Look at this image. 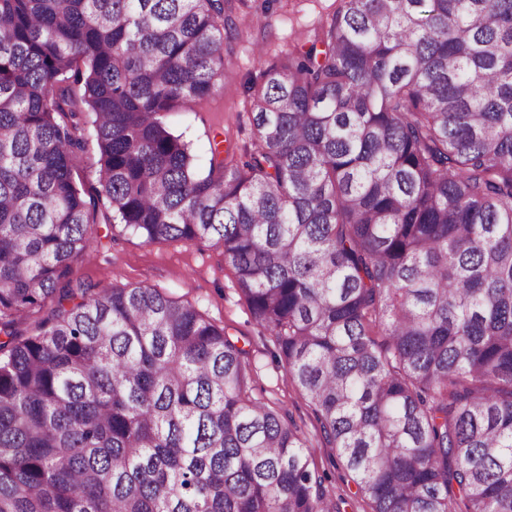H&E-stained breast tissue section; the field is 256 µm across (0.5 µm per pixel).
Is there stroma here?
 <instances>
[{
    "mask_svg": "<svg viewBox=\"0 0 512 512\" xmlns=\"http://www.w3.org/2000/svg\"><path fill=\"white\" fill-rule=\"evenodd\" d=\"M336 7V0H235L232 16L246 34L228 45L233 68L202 108L171 116L173 133L202 160L215 144L235 145L237 155H244L250 145L249 87L260 82L263 69L290 44L313 36ZM98 167V150L88 145L74 178L89 204L97 242L93 259L77 265L75 280L95 292L115 284L152 286L195 306L223 327L246 352L253 369L254 397L286 413L307 437L313 461L324 473V484L340 512H370L334 451L324 444L307 401L276 360L272 336L252 318L221 247L211 243L147 244L136 235L113 230L112 212L99 191Z\"/></svg>",
    "mask_w": 512,
    "mask_h": 512,
    "instance_id": "stroma-1",
    "label": "stroma"
}]
</instances>
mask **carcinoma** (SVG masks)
<instances>
[{"label":"carcinoma","instance_id":"cac0c4a2","mask_svg":"<svg viewBox=\"0 0 512 512\" xmlns=\"http://www.w3.org/2000/svg\"><path fill=\"white\" fill-rule=\"evenodd\" d=\"M229 2L0 0V512L334 509L223 328L71 288L89 135L122 230L223 247L371 512H512V0H339L204 173L166 118Z\"/></svg>","mask_w":512,"mask_h":512}]
</instances>
